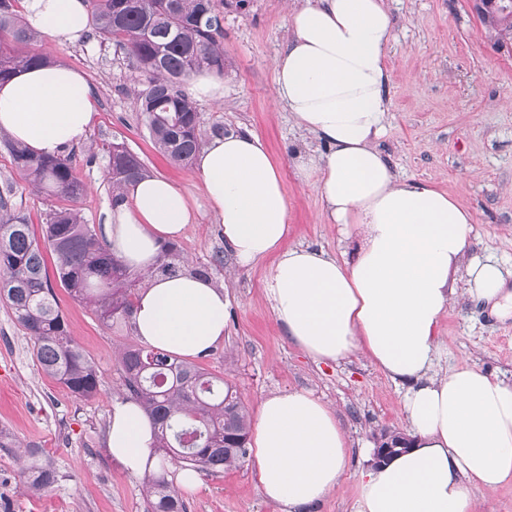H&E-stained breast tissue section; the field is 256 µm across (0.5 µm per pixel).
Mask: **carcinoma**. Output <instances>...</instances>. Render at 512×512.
I'll return each instance as SVG.
<instances>
[{"label":"carcinoma","instance_id":"carcinoma-1","mask_svg":"<svg viewBox=\"0 0 512 512\" xmlns=\"http://www.w3.org/2000/svg\"><path fill=\"white\" fill-rule=\"evenodd\" d=\"M88 2L95 37L113 42L145 76L144 88L136 95L155 148L173 165L188 163L202 147V132L185 79L203 68L224 74V29L215 0ZM474 9L497 41H512V0H475ZM35 37L11 0H0V43L23 45ZM47 61L43 55L0 50V82ZM4 145L32 187L72 201L83 194L85 185L76 177L71 157H35L11 139ZM145 173L135 154L109 151L114 191L126 189ZM41 234L40 243L34 225L0 193V298L34 339V357L43 374L76 397L96 395L100 380L96 366L70 334L53 282L92 306L103 324L131 327L133 298L146 277L186 269L211 277L207 266L188 267L173 245L148 272H134L108 251L95 227L73 208L49 213ZM119 365L127 399L139 403L158 426L159 467L145 485L148 512H186L181 493L166 477V463L207 472L240 466L249 453L248 410L224 378L148 344L126 346L119 353ZM23 457L26 491L38 493L57 481V471L39 449L26 448Z\"/></svg>","mask_w":512,"mask_h":512}]
</instances>
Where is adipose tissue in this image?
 Returning <instances> with one entry per match:
<instances>
[{"label": "adipose tissue", "instance_id": "adipose-tissue-1", "mask_svg": "<svg viewBox=\"0 0 512 512\" xmlns=\"http://www.w3.org/2000/svg\"><path fill=\"white\" fill-rule=\"evenodd\" d=\"M27 27L59 44L92 23L86 0H21ZM290 37L274 61L275 98L324 144L299 149L297 176L316 179L329 223L353 230V257L288 247V198L260 136L229 133L199 153L195 175L238 265L270 260L264 291L289 340L313 360L363 352L405 389L413 443L360 476L352 512H474L469 484L512 480V385L465 366L430 370L437 326L459 281L494 314L512 313V282L498 262L469 254L472 212L425 181L399 178L378 149L387 131L386 0H295ZM97 100L84 75L53 62L0 85V132L37 156L84 144ZM194 221L187 192L157 175L117 193L103 226L110 249L145 272ZM227 298L189 273L153 278L133 320L146 344L192 358L224 340ZM156 433L134 401L112 406L107 448L129 474L155 463ZM263 497L309 512L335 490L353 455L335 412L304 391L262 399L250 443Z\"/></svg>", "mask_w": 512, "mask_h": 512}]
</instances>
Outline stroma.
I'll return each mask as SVG.
<instances>
[{
  "mask_svg": "<svg viewBox=\"0 0 512 512\" xmlns=\"http://www.w3.org/2000/svg\"><path fill=\"white\" fill-rule=\"evenodd\" d=\"M290 0H247L222 8L224 102L200 103V128L257 133L278 164L288 198L287 246L324 248L341 254L354 240L325 218L314 182L297 178L291 155L322 145L275 101L272 63L288 38ZM395 18L388 51V131L378 148L403 179L426 181L457 198L474 216L471 256L512 266V42L500 45L481 25L473 0H388ZM27 52L83 72L98 96L97 116L86 143L68 148L85 192L70 202L28 186L0 143V188L13 185V207L32 224L67 205L94 227L105 223L115 194L107 178L108 151L120 143L149 173L162 175L192 194L198 221L177 247L190 266L208 265L227 295L224 342L198 358L200 367L224 377L248 410L271 394L305 390L332 407L353 448L372 446L374 432L407 431L404 389L365 354L337 363L315 362L288 341L265 298L269 262L238 266L203 197L193 165L169 164L155 149L134 94L138 77L112 43L99 40L54 44L40 39ZM221 265H213L214 256ZM74 339L96 365L98 396L80 399L46 377L33 355V338L0 300V430L40 449L58 472L38 495L22 489L17 447H0V512H146L144 477L112 460L106 436L112 403L121 396L118 353L136 337L106 327L90 307L64 288L55 290ZM440 350L433 370L445 374L471 366L512 384V316L492 315L482 302L458 291L441 316ZM365 463L352 456L337 491L311 512H351ZM186 512H282L267 502L252 461L236 469L200 475L197 489L182 490Z\"/></svg>",
  "mask_w": 512,
  "mask_h": 512,
  "instance_id": "35a3bbf8",
  "label": "stroma"
}]
</instances>
